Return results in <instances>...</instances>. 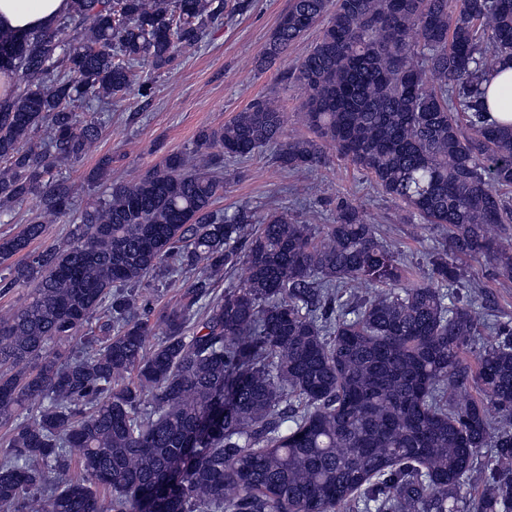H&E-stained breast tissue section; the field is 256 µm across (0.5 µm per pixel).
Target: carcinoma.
<instances>
[{
  "label": "carcinoma",
  "instance_id": "cac0c4a2",
  "mask_svg": "<svg viewBox=\"0 0 512 512\" xmlns=\"http://www.w3.org/2000/svg\"><path fill=\"white\" fill-rule=\"evenodd\" d=\"M72 3L53 28L0 33V67L24 77L0 99V215L36 202L0 238V264L19 257L0 293L31 287L0 315V506L512 512V325L484 322L457 263L512 277V128L482 108L512 61V0H289L255 68L322 26L284 76L316 138H286V113L258 98L135 182H110L100 158L87 182L102 192L78 213L61 165L101 127L73 107L106 111L134 68H168L228 3ZM327 145L446 231L427 281L347 201L330 224L215 208L224 161L271 148L299 172ZM66 214L72 241L32 247ZM189 271L157 339L136 289ZM481 457L489 480L466 496Z\"/></svg>",
  "mask_w": 512,
  "mask_h": 512
}]
</instances>
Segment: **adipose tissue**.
<instances>
[{"label":"adipose tissue","mask_w":512,"mask_h":512,"mask_svg":"<svg viewBox=\"0 0 512 512\" xmlns=\"http://www.w3.org/2000/svg\"><path fill=\"white\" fill-rule=\"evenodd\" d=\"M71 10V0H0V31L24 35L52 27Z\"/></svg>","instance_id":"obj_1"}]
</instances>
